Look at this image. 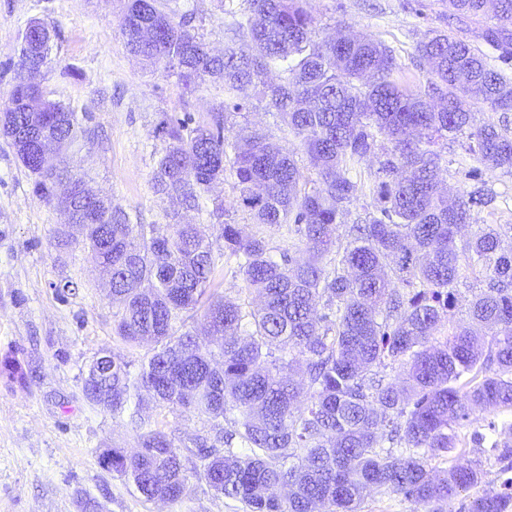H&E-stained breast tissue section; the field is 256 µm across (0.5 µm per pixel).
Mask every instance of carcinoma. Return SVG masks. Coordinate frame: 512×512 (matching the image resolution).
Wrapping results in <instances>:
<instances>
[{"label": "carcinoma", "mask_w": 512, "mask_h": 512, "mask_svg": "<svg viewBox=\"0 0 512 512\" xmlns=\"http://www.w3.org/2000/svg\"><path fill=\"white\" fill-rule=\"evenodd\" d=\"M231 23L230 44L213 52L196 35L192 14L164 9L163 0H125L119 19L124 49L156 68L175 72L195 90L224 83V118L191 125L160 121L156 193L196 209L232 171L235 205L256 223L295 226L297 242L276 251L259 235L224 221L182 224L167 232L133 224L105 198L83 224L82 243L97 265L112 267L115 333L125 342L157 346L141 369L112 358V372L84 385L86 397L112 412L130 411L143 430L139 452L102 453L112 471L147 501L182 498L189 474L168 435L141 414L147 399L214 422L213 444L200 442L199 477L250 512H359L373 492L401 495L426 509L481 488L468 512H512V481L497 490L482 461L436 471L430 460L453 452L457 427L477 408L512 411V250L503 251L492 224L478 226L463 246L456 237L489 203L477 187L454 200L440 187L448 160L435 149L466 136L479 166L465 172L482 182L483 169L512 172V132L476 125L473 106L512 112V0H448L449 31H432L417 46L433 80L414 89L395 74L392 51L371 38L321 40L305 0H246ZM492 12L495 23L476 33L501 67L464 37L470 23ZM29 42L48 60L41 23ZM277 70L281 82H267ZM262 87L269 109L301 138L315 179L300 185L293 155L259 130L233 142L225 117L240 113L251 88ZM17 81L0 133L33 177V192L53 195L40 170L88 138L77 115L42 98L28 108ZM377 158L369 192L372 210L339 228L359 191L353 171ZM223 241L215 252L214 241ZM110 242L107 250L101 243ZM303 257L295 256V253ZM235 262L259 304L207 293L218 259ZM398 274L395 288L385 268ZM477 276L470 322L444 335L458 283ZM202 312L205 339L175 335L188 312ZM492 331L487 349L478 336ZM396 369L402 384L385 380ZM232 431H224V424Z\"/></svg>", "instance_id": "obj_1"}]
</instances>
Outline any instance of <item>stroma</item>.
<instances>
[{"label":"stroma","instance_id":"1","mask_svg":"<svg viewBox=\"0 0 512 512\" xmlns=\"http://www.w3.org/2000/svg\"><path fill=\"white\" fill-rule=\"evenodd\" d=\"M167 6L192 12L198 36L223 50L230 18L221 0H167ZM307 7L319 37L335 35L337 20H344L350 33L390 47L403 81L426 86L431 74L416 47L429 30L447 29L445 0H421L417 15L403 10L402 0H307ZM122 9L121 0H0V107L15 83L22 35L40 22L50 31L51 54L37 81L46 98L69 107L95 132L90 143L67 152V170L87 177L133 223L162 231L178 205L153 189L164 146L157 126L166 116L211 122L224 109V86L209 80L190 91L176 74L129 55L118 27ZM247 126L296 152L303 177L312 178L298 139L255 91L245 112L229 117L225 135L235 138ZM483 180L491 202L474 221L500 226L504 246L512 247V173L487 170ZM63 220L60 203L34 193L29 172L0 135V512H85L89 502L97 512H247L195 475L179 501L149 502L103 466L104 449L134 451L140 432L128 413H112L86 398L88 367L106 350L136 368L150 348L115 335L114 309L87 249L55 246ZM145 413L182 452L212 431L207 418L166 405H149ZM492 418L475 410L458 429L456 450L433 459V467L478 458L488 480L512 478V467L497 459L492 444L473 441Z\"/></svg>","mask_w":512,"mask_h":512}]
</instances>
